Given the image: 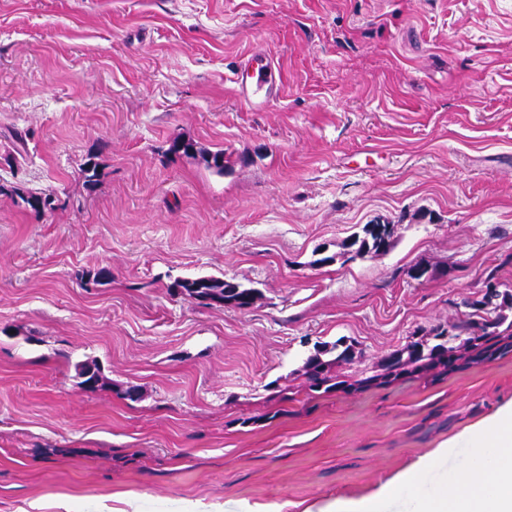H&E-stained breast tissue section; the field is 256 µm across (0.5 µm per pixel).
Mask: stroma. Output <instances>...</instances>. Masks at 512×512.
<instances>
[{
	"instance_id": "1",
	"label": "stroma",
	"mask_w": 512,
	"mask_h": 512,
	"mask_svg": "<svg viewBox=\"0 0 512 512\" xmlns=\"http://www.w3.org/2000/svg\"><path fill=\"white\" fill-rule=\"evenodd\" d=\"M255 50L283 79L261 112L233 83ZM375 222L392 248L349 252ZM491 274L512 290V0H0V512L370 495L512 401V351L309 396L306 358L345 338L369 376ZM197 277L259 297L170 289ZM170 288H174L177 291L176 294L187 296L203 306L227 304L244 310L254 303L252 299L251 302L246 303L247 307L235 306L233 302L241 294H255V291L251 288H243L239 283L213 277L181 279L175 281Z\"/></svg>"
}]
</instances>
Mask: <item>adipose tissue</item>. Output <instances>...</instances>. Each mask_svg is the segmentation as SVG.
Here are the masks:
<instances>
[{
    "mask_svg": "<svg viewBox=\"0 0 512 512\" xmlns=\"http://www.w3.org/2000/svg\"><path fill=\"white\" fill-rule=\"evenodd\" d=\"M466 437L469 462L449 471L438 492H429L427 484L439 461L456 447L453 438L369 496L336 499L303 512H387L389 501L404 489L416 495L415 512H512V402L471 428Z\"/></svg>",
    "mask_w": 512,
    "mask_h": 512,
    "instance_id": "obj_1",
    "label": "adipose tissue"
}]
</instances>
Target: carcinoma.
I'll list each match as a JSON object with an SVG mask.
<instances>
[{
  "instance_id": "cac0c4a2",
  "label": "carcinoma",
  "mask_w": 512,
  "mask_h": 512,
  "mask_svg": "<svg viewBox=\"0 0 512 512\" xmlns=\"http://www.w3.org/2000/svg\"><path fill=\"white\" fill-rule=\"evenodd\" d=\"M27 205L36 212L55 209V197L51 194L31 195L26 198ZM376 225H364L363 237L359 240L358 254H383L390 249V242L380 243L382 237L374 234ZM177 294L187 296L198 304L210 306L214 304L231 305L242 294L253 292L241 284L213 277L181 279L172 285ZM512 310V290L504 291V298L494 307L487 309L472 306L473 312L459 323L453 325L457 333L444 338V331L437 327L432 329L433 339L437 343L431 345L426 341L418 342L406 349L394 351L384 357L378 364L374 374L349 382L335 367L348 363L341 356L338 345L316 347L313 355L306 361L307 388L311 391H341L350 388H367L392 383L396 380L427 374L433 370L448 373L459 367V361L468 357L471 363H478L493 356L512 350V319L504 314V309ZM462 339L465 354L457 353V348L449 345V340ZM335 351L331 360L323 359V355Z\"/></svg>"
}]
</instances>
